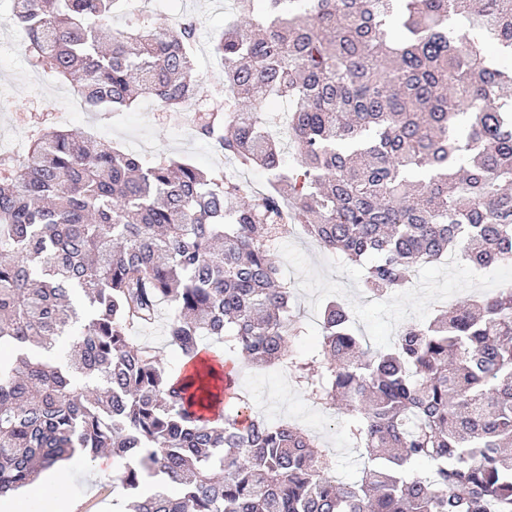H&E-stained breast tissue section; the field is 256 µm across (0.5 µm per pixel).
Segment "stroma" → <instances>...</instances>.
Wrapping results in <instances>:
<instances>
[{"label":"stroma","mask_w":512,"mask_h":512,"mask_svg":"<svg viewBox=\"0 0 512 512\" xmlns=\"http://www.w3.org/2000/svg\"><path fill=\"white\" fill-rule=\"evenodd\" d=\"M186 13L198 21L194 68L202 93L224 92V75L213 64L211 45L229 18L218 0H160L153 14L158 24ZM12 0H0V153L22 158L32 131L39 126L74 130L113 142L134 152L144 162L159 154L188 159L202 170L223 168L225 160L213 144L200 138L183 113L147 111L137 104L115 112H88L75 108L70 99L50 96L54 82L33 71L20 49L22 34L10 24ZM273 253L281 276L292 293L293 327L300 335L288 343L291 356L301 358L318 346L319 324L326 304L343 301L359 333L371 349H385L410 323H422L437 311L512 288V263L474 268L465 261L425 265L402 291L368 298L362 287L363 269L312 243L300 227L275 242ZM171 315L162 308L157 322L133 332L136 342L154 347L162 366L169 372L182 370L184 360L171 346L166 324ZM287 372L276 366L241 365L239 386L250 398L253 411L269 423L291 422L318 437L336 461L335 475L342 481L359 476V454L346 433L345 412L330 414L308 400ZM120 464L111 455H98L92 462L81 457L58 463L57 470L67 485L76 512H118L121 491L112 481Z\"/></svg>","instance_id":"1"}]
</instances>
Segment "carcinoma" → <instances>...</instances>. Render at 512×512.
<instances>
[{
	"mask_svg": "<svg viewBox=\"0 0 512 512\" xmlns=\"http://www.w3.org/2000/svg\"><path fill=\"white\" fill-rule=\"evenodd\" d=\"M295 2L231 0L214 44L224 98L194 118L239 168L269 173L252 202L223 172L57 128L34 130L22 164L0 155V345L17 351L0 359V494L106 451L126 512H512V290L380 351L332 301L321 348L296 359L272 252L298 224L365 265L373 296L458 247L475 266L512 259V0ZM122 3L13 0L12 21L29 65L89 111H181L200 95L196 20L114 31ZM164 302L178 374L129 335ZM243 360L345 406L359 479H336L296 425L253 413Z\"/></svg>",
	"mask_w": 512,
	"mask_h": 512,
	"instance_id": "carcinoma-1",
	"label": "carcinoma"
}]
</instances>
